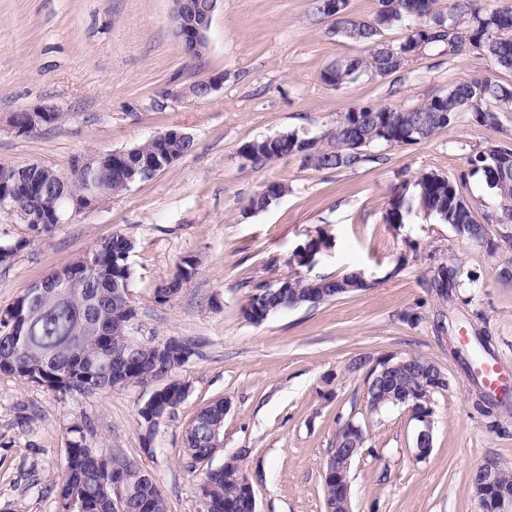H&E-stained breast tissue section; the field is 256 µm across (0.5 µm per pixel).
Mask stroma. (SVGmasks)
Returning a JSON list of instances; mask_svg holds the SVG:
<instances>
[{
    "mask_svg": "<svg viewBox=\"0 0 512 512\" xmlns=\"http://www.w3.org/2000/svg\"><path fill=\"white\" fill-rule=\"evenodd\" d=\"M311 0H219L198 58L186 54L173 27L174 0H0V163H36L69 173L75 160L121 150L177 128L194 150L151 180L73 215L48 235L34 236L0 213V245L25 240L0 266V310L50 272L69 265L115 234L135 249L131 300L134 333L143 340L187 336L198 355L179 376L189 393L157 426L156 454L143 448L146 426L137 406L146 389L129 387L59 396L41 385L0 374V512H57L59 483L73 424L87 443L150 471L169 512H198L199 474L183 455V433L215 399L232 409L224 446L209 462L249 449L245 467L258 512H324L323 469L336 429L347 420L366 433L351 469L353 512H477L470 476L486 461L512 472V408L501 431L488 430L473 408L475 387L438 339L439 302L423 283L438 263L461 266L471 280L459 291L453 322L486 331L494 360L512 373V282L501 276L512 257V224H493L500 245L492 258L462 241L450 225L416 213L404 224L384 220L391 190L420 171L460 179L476 216L496 200L469 161L491 145H512V105L497 125L461 113L432 138L374 146L353 169L316 170L290 157L262 166L244 162L250 140L297 131L321 136L349 108L371 103L411 108L476 77L512 84L475 53L424 51L388 76H364L341 89L321 71L360 54L336 34ZM222 74V88L204 99L176 89ZM45 107L62 115L20 135L15 114ZM287 193L263 211L248 207L263 185ZM328 237L310 266L289 264L293 252ZM202 261L192 283L168 302L159 285L187 256ZM363 271L370 288L315 307L271 314L254 324L241 312L251 288L282 278L317 279ZM421 311L415 326L402 319ZM423 356L447 373L435 394L433 448L417 460L416 422L402 407L370 412L357 356Z\"/></svg>",
    "mask_w": 512,
    "mask_h": 512,
    "instance_id": "stroma-1",
    "label": "stroma"
}]
</instances>
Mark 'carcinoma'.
I'll use <instances>...</instances> for the list:
<instances>
[{"mask_svg":"<svg viewBox=\"0 0 512 512\" xmlns=\"http://www.w3.org/2000/svg\"><path fill=\"white\" fill-rule=\"evenodd\" d=\"M392 4L387 11L377 10L368 20L345 17L336 22V33L359 43L366 54L348 56L337 60L321 72L323 83L336 89L352 83L362 76L374 75L379 50L387 46L383 32L389 28L406 25L408 34L402 43L408 45L403 54L393 60L396 70L427 49L445 46L448 53L460 55L466 45H479L486 58L498 70L512 71V11L488 7L486 0H431V12L423 21L413 24L408 15L412 0H380V5ZM448 97H433L404 112L394 113L397 119L396 138L404 144L418 143L434 136L438 131L452 126L459 117L460 100L473 102L469 114L483 125L497 123L499 107L512 103V85L499 83L491 78H475L469 82L452 85ZM382 110L380 106H362L359 110L363 122V135L378 143L369 116ZM352 130L340 118L323 134L326 154L320 162L322 170L353 168L366 161V155L350 156L343 145ZM295 131L254 139L245 143L250 149L253 164L263 165L284 159L299 145ZM194 146L176 137L171 130L164 142L152 138L138 144L130 157L136 163L143 157H156L161 165L157 171L168 168L165 153L191 154ZM474 173L481 174L487 189L496 198V206L486 220L495 224H512V160L504 161L497 151L479 152L471 160ZM38 176L52 187L51 199L58 200V208L66 209L69 195L61 190L60 179H68L70 191L80 193L92 187L101 196H110L128 189L131 183L117 171L110 159L97 164L90 185L75 172L64 175L52 168L42 167ZM431 213L444 224L450 225L464 241L480 231L472 224L473 209L462 195L457 181L435 171H422L412 181H404L394 188L388 200L385 220L404 222L412 212ZM126 236L115 234L102 240L92 251L80 256L72 265L87 272V278L76 288L61 294L47 293L32 306L18 300L9 319L0 318V374L37 383L63 396L72 392L108 391L112 377L128 376L140 385H149L166 376L167 387L163 396L146 405H138V415L144 421L147 434L144 450L155 453L153 446V418L163 410L183 402L186 382L178 377L180 369L196 355L199 342L181 338V354L162 355L156 340L142 342L127 353L123 362L112 361V351L125 346L120 336L112 335V326L134 316L135 310L112 298V282L125 288L130 286L131 266L126 261ZM461 270L448 268V279L432 278L427 286L432 290L444 289L448 301H453L456 289L462 286ZM334 285H354V289L327 291L319 300L324 304L339 297L361 290L358 272L349 271L329 278ZM97 304L96 320L102 329L90 327L86 312L90 304ZM491 355L489 338L476 332L468 344V358L463 364L472 378L478 380L477 365ZM423 379L414 374L401 379L386 390L388 394L409 396V401L421 411L432 415L433 394L421 391ZM72 438L68 443L66 468L61 478L58 494V512H168L166 499L156 479L138 464L107 455L86 444L84 427L71 426ZM205 433L201 421L194 430L185 433L189 446L191 468L207 460L211 449L204 447ZM249 450L242 449L235 457L233 472L224 473L216 467L203 472L197 484L200 508L208 512H252V504L244 493L240 481L247 476L243 461ZM350 474L334 479L323 478L324 506H335Z\"/></svg>","mask_w":512,"mask_h":512,"instance_id":"obj_1","label":"carcinoma"}]
</instances>
